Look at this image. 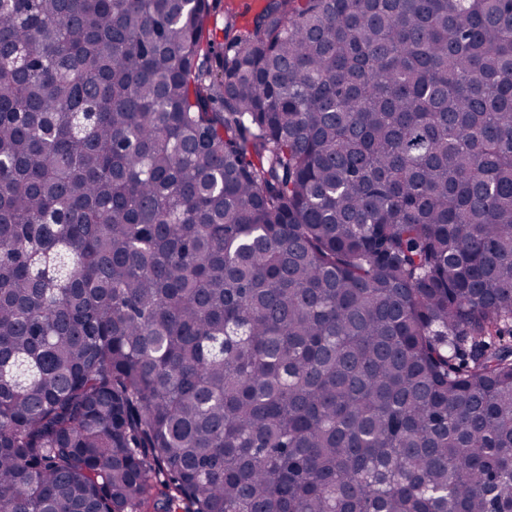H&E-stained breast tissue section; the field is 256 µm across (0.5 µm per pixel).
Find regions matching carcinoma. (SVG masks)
Returning a JSON list of instances; mask_svg holds the SVG:
<instances>
[{"label": "carcinoma", "mask_w": 512, "mask_h": 512, "mask_svg": "<svg viewBox=\"0 0 512 512\" xmlns=\"http://www.w3.org/2000/svg\"><path fill=\"white\" fill-rule=\"evenodd\" d=\"M0 0V512H512V0ZM211 16L204 41L211 40L212 64L215 69V57L222 52V32L218 29L224 27L225 18H232L236 27L244 30L250 27L253 17L264 5V0H209ZM216 30V34H215ZM213 32V34H212Z\"/></svg>", "instance_id": "obj_1"}]
</instances>
